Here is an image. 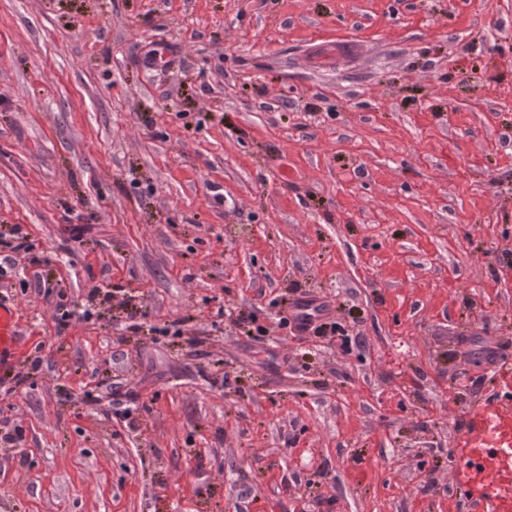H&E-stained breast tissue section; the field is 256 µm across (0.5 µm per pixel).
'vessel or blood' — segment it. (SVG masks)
<instances>
[{
    "mask_svg": "<svg viewBox=\"0 0 512 512\" xmlns=\"http://www.w3.org/2000/svg\"><path fill=\"white\" fill-rule=\"evenodd\" d=\"M288 310L302 328L321 316L320 302L300 295ZM20 349L16 310L0 301V374L13 369ZM499 389L470 403L450 450L453 487L478 512H512V367H501Z\"/></svg>",
    "mask_w": 512,
    "mask_h": 512,
    "instance_id": "1",
    "label": "vessel or blood"
}]
</instances>
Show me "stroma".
Wrapping results in <instances>:
<instances>
[{"instance_id":"stroma-1","label":"stroma","mask_w":512,"mask_h":512,"mask_svg":"<svg viewBox=\"0 0 512 512\" xmlns=\"http://www.w3.org/2000/svg\"><path fill=\"white\" fill-rule=\"evenodd\" d=\"M7 255L40 368L0 377V512H464L452 431L512 358V0H0ZM298 293L359 346L281 328Z\"/></svg>"}]
</instances>
